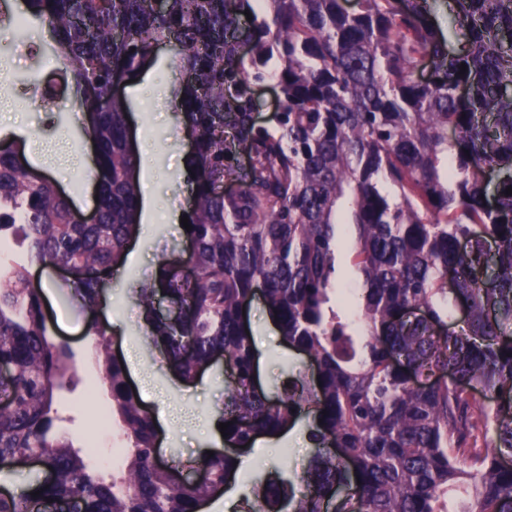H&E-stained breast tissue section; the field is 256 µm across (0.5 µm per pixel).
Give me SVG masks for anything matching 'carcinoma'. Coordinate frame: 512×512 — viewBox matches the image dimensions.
<instances>
[{
    "label": "carcinoma",
    "mask_w": 512,
    "mask_h": 512,
    "mask_svg": "<svg viewBox=\"0 0 512 512\" xmlns=\"http://www.w3.org/2000/svg\"><path fill=\"white\" fill-rule=\"evenodd\" d=\"M264 2L167 0L155 12L148 0H27L48 27L42 51L70 78L72 111L91 113L97 221L81 223L52 181L0 150V234L69 268L94 310L139 230L140 158L112 81L138 79L157 44L178 40L168 107L194 137V250L162 256L157 281L135 290L143 335L188 383L228 358L232 448L311 418L305 470L258 479L244 512H324L327 501L335 512H512V468L500 465L512 456V0H448L468 37L458 54L427 0H359L352 14L339 0ZM424 61L433 77L418 81ZM267 74L279 111L261 124L254 84ZM487 171L500 175L491 199ZM225 183L238 191L220 193ZM340 224L353 228L361 281L349 304L336 296ZM29 277L25 265L0 268V486L29 455L47 477L0 496V512H199L212 487L155 466V416L95 322L122 467L98 472L57 433L52 405L74 384L73 353ZM258 286L283 339L318 368L286 377L273 398L256 386L242 316ZM450 302L468 307L452 329ZM238 459L194 464L221 483Z\"/></svg>",
    "instance_id": "carcinoma-1"
}]
</instances>
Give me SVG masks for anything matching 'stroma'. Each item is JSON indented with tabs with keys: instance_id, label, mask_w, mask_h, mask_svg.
Returning <instances> with one entry per match:
<instances>
[{
	"instance_id": "1",
	"label": "stroma",
	"mask_w": 512,
	"mask_h": 512,
	"mask_svg": "<svg viewBox=\"0 0 512 512\" xmlns=\"http://www.w3.org/2000/svg\"><path fill=\"white\" fill-rule=\"evenodd\" d=\"M168 60V52L159 50L154 65L142 79L123 89L140 156L137 179L152 187L159 211L169 205L184 210L190 207L183 173L189 140L159 104L162 97L170 94L174 83ZM58 68L57 60L48 55L28 59L0 49V71L18 80L10 101H0V145L18 148L35 172L52 178L74 208L88 215L95 206V188L91 166L80 162L81 156L93 154L91 142L80 135L86 119L62 109L44 112L34 104L35 85L42 83L47 72ZM174 249H188L180 225L155 220L145 227L138 253L128 258L123 280L104 290L113 319L125 323L123 334L112 338L113 350L122 357L143 403L153 412H168L174 422L172 428L160 430L159 456L169 464L196 459L208 444L210 427L224 406L223 364L208 368L194 385L181 383L167 368L148 365V346L140 330L142 315L133 292L141 284L157 279L162 254ZM51 310L55 332L69 343L74 363H90L92 346L84 336L86 313L77 306L65 310L56 304ZM246 318L260 355L259 381L266 392H274L285 373L308 368L306 356L285 344L261 298H254ZM98 382L95 376L80 378L73 390L61 392L54 403L56 429L75 446H82L94 435L87 414L96 407L92 387ZM305 430L306 424L301 421L287 436L254 443L252 468L239 470L229 486L236 495L232 512H241L255 479L275 473L288 478L303 470L313 453Z\"/></svg>"
}]
</instances>
